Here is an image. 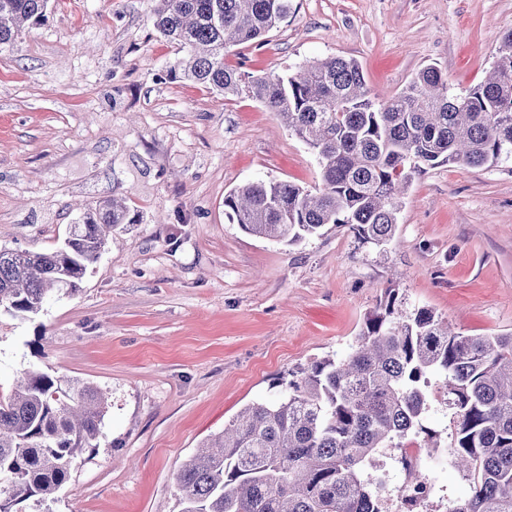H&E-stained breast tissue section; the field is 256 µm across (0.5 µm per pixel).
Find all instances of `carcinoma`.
I'll return each instance as SVG.
<instances>
[{"label": "carcinoma", "mask_w": 512, "mask_h": 512, "mask_svg": "<svg viewBox=\"0 0 512 512\" xmlns=\"http://www.w3.org/2000/svg\"><path fill=\"white\" fill-rule=\"evenodd\" d=\"M50 0H0V49L44 19ZM292 0H155L153 25L186 51L170 74L226 96L247 94L316 154L320 183L255 182L224 200L247 233L297 243L346 224L362 243L394 235L412 176L427 167L512 160V29L487 78L461 92L429 65L399 93L371 96L359 65L309 60L285 75H246L224 49L288 19ZM127 213L97 202L51 253L0 249V307L38 314L53 290L77 288ZM452 410L448 454L469 494L446 512H512V334L468 336L435 312H402L397 294L369 314L353 352L291 374L273 399L245 407L176 477L181 512H383L375 458L424 425L428 388ZM103 398L80 380L27 370L0 398V512L66 483L99 435Z\"/></svg>", "instance_id": "carcinoma-1"}]
</instances>
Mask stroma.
<instances>
[{
  "mask_svg": "<svg viewBox=\"0 0 512 512\" xmlns=\"http://www.w3.org/2000/svg\"><path fill=\"white\" fill-rule=\"evenodd\" d=\"M227 63L282 74L356 60L399 93L433 64L460 92L483 81L512 0H293ZM153 0H50L0 51V248L49 253L97 199L130 218L75 291L39 314L0 308V396L26 370L105 397L94 447L21 512H180L176 476L201 443L292 371L346 356L396 290L472 336L512 333V161L414 174L393 239L329 225L295 244L224 214L242 185L320 181L315 155L260 102L171 78L177 45Z\"/></svg>",
  "mask_w": 512,
  "mask_h": 512,
  "instance_id": "35a3bbf8",
  "label": "stroma"
}]
</instances>
